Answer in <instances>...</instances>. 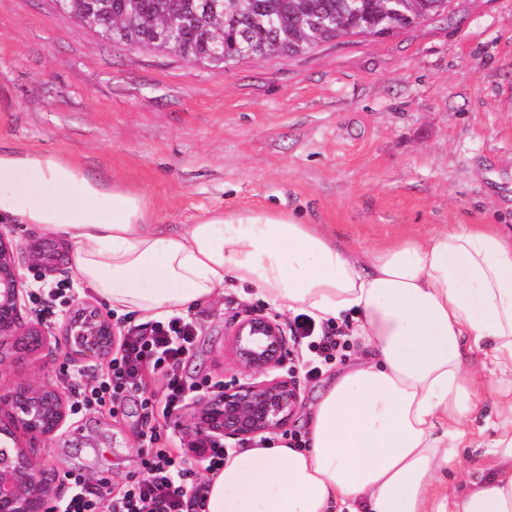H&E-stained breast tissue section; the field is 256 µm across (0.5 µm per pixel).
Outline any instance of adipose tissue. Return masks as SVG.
<instances>
[{"mask_svg":"<svg viewBox=\"0 0 512 512\" xmlns=\"http://www.w3.org/2000/svg\"><path fill=\"white\" fill-rule=\"evenodd\" d=\"M154 212L138 189L0 144V222L63 239L116 312L160 319L232 281L318 323L352 320L369 350L317 393L306 447L227 458L203 512H512V235L451 224L360 249L280 210L178 228ZM490 393L487 442L469 423Z\"/></svg>","mask_w":512,"mask_h":512,"instance_id":"1","label":"adipose tissue"}]
</instances>
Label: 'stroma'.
I'll use <instances>...</instances> for the list:
<instances>
[{
  "label": "stroma",
  "mask_w": 512,
  "mask_h": 512,
  "mask_svg": "<svg viewBox=\"0 0 512 512\" xmlns=\"http://www.w3.org/2000/svg\"><path fill=\"white\" fill-rule=\"evenodd\" d=\"M0 143L63 155L137 188L155 221L193 224L211 211L283 210L368 247L401 231L495 222L512 232V0H451L448 14L385 38H348L293 56L218 70L78 27L53 0H0ZM6 232L45 254L28 288L56 282V241L33 224ZM265 302L228 284L189 308L194 348L181 374L205 392L238 375L224 334ZM284 373L300 385L285 430L303 434L315 392L362 353L359 337L320 375L290 342ZM39 350L0 372L12 385L68 388L100 372ZM32 445L46 469L82 474L100 495L143 472L140 410L92 409Z\"/></svg>",
  "instance_id": "1"
}]
</instances>
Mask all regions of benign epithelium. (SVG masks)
Wrapping results in <instances>:
<instances>
[{
	"label": "benign epithelium",
	"mask_w": 512,
	"mask_h": 512,
	"mask_svg": "<svg viewBox=\"0 0 512 512\" xmlns=\"http://www.w3.org/2000/svg\"><path fill=\"white\" fill-rule=\"evenodd\" d=\"M38 263L0 229V370L21 354L55 348L67 361L104 362L117 336L98 306L78 301L60 323L46 325L30 314L23 270ZM229 344L241 376L215 394L194 400L186 429L200 440H247L285 427L300 402L293 377L276 375L288 355L279 318L248 313L230 327ZM9 420L0 424V512H54L60 473L45 471L27 443L49 439L70 416L66 392L50 380L21 383L6 394Z\"/></svg>",
	"instance_id": "7a95c632"
}]
</instances>
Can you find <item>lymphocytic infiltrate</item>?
Instances as JSON below:
<instances>
[{
  "label": "lymphocytic infiltrate",
  "instance_id": "f902f5d3",
  "mask_svg": "<svg viewBox=\"0 0 512 512\" xmlns=\"http://www.w3.org/2000/svg\"><path fill=\"white\" fill-rule=\"evenodd\" d=\"M288 329L310 353L307 376L318 375L323 363L335 358L345 343L342 332L319 324L306 314L295 315ZM197 325L187 317L173 315L149 324L125 326L113 357L104 373L91 384L70 386L76 409L113 406L129 396L140 399L145 424V472L119 496L102 499L87 486L82 475L71 476L69 495L60 512H189L199 501L203 484L185 489L191 473L183 457L172 455L160 444V424L179 414L193 399L180 369L190 353Z\"/></svg>",
  "mask_w": 512,
  "mask_h": 512
}]
</instances>
